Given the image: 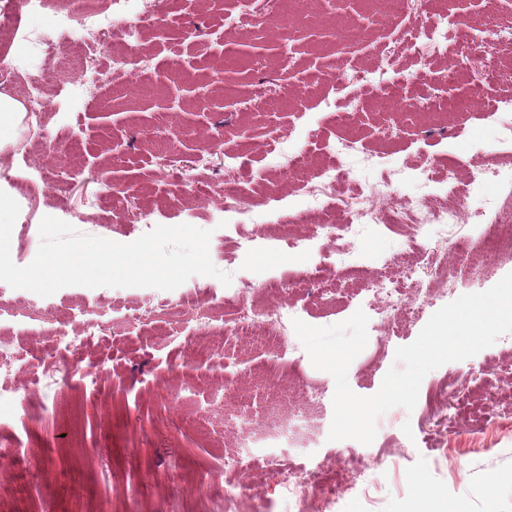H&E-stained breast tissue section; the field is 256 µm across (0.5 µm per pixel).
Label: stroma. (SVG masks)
I'll use <instances>...</instances> for the list:
<instances>
[{
  "instance_id": "35a3bbf8",
  "label": "stroma",
  "mask_w": 512,
  "mask_h": 512,
  "mask_svg": "<svg viewBox=\"0 0 512 512\" xmlns=\"http://www.w3.org/2000/svg\"><path fill=\"white\" fill-rule=\"evenodd\" d=\"M263 2L279 27L224 24L241 0H128L129 23L169 13L191 27L175 36L149 30L117 70L108 34L97 36L90 61L86 36L70 31L64 63L85 64L91 77L104 66L107 77L89 93L52 87L42 123L20 125L16 139L0 146V170L66 169L62 183L40 187L37 214L81 235L136 240L147 227L132 214L135 205L149 206L156 224L210 230L218 269L247 282H287L259 309L288 303L303 322L332 326L357 310L364 285L395 275L418 248L407 229L371 227L342 265L330 252L289 251L286 237L311 231V204L296 184L276 178L285 152L306 150L313 174L335 164L336 142L351 141V179L371 182L391 171L399 195L432 210L446 203L441 181L453 159L468 204L483 207L492 197L469 172L512 157V85L485 88L460 116L452 104L481 84L478 62L428 41L390 59L373 37L409 16L389 21L369 0H301L295 12L282 0ZM417 9L423 21L478 22L485 14L482 0H420ZM227 53L237 67L224 68ZM0 67L17 73L9 90L20 99L39 76L37 57L21 41L0 51ZM339 69L345 81L330 84ZM360 71L381 72L382 80L358 82ZM383 82L411 111L380 109ZM340 108L346 121L336 117ZM214 141L224 153L210 158L209 196L176 195L172 173ZM424 164L434 166V183L416 179ZM101 169L109 184L97 181ZM233 182L256 219V248L247 256L234 251L235 227L222 208ZM313 266L322 277L301 285ZM447 267L470 294L511 273L512 260L476 267L452 249ZM225 291L199 275L171 291L69 286L48 297L0 282V352L11 353L23 378L19 387L0 380V443L18 449L0 461V512H320L318 499L299 507L285 488L289 474L315 467L339 490L329 512H411L420 477L459 512H512V334L428 373L414 410L382 414L371 444L332 441V376L313 366L298 338L276 357L266 344L224 333ZM201 306L216 317L212 334L179 332ZM438 308L432 302L415 316L368 325L367 345L348 368L350 388L375 394L397 348L412 343ZM90 313L99 314L98 327L86 325ZM61 335L77 337L81 357L64 384L39 364ZM313 389L319 399H310ZM264 422L289 425L288 447L261 436ZM239 459L248 467L233 479L254 489L229 501L225 466Z\"/></svg>"
}]
</instances>
